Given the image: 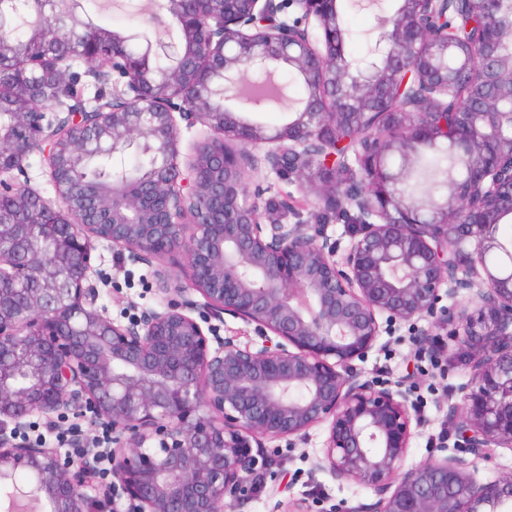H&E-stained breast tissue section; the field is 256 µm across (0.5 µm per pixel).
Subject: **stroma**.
I'll return each instance as SVG.
<instances>
[{"label":"stroma","mask_w":512,"mask_h":512,"mask_svg":"<svg viewBox=\"0 0 512 512\" xmlns=\"http://www.w3.org/2000/svg\"><path fill=\"white\" fill-rule=\"evenodd\" d=\"M81 4L88 13L106 20L112 31L136 33L151 41L178 35L177 23L170 15H163L161 23L150 22V13L143 8L141 0H118L113 6L105 4L104 0H81ZM392 8L391 0H383L381 5L370 8L346 4L344 14L349 36L345 54L348 59L358 61L367 55L377 34L378 17L389 15ZM94 265L105 316L124 322L161 303L153 267L132 261L126 252L106 242L98 244ZM448 331L447 321L432 318L392 328L383 334L363 368L370 378L379 382L403 381L412 369L423 371L411 390L428 425L413 440L407 465L418 464L432 455L456 456L468 463L476 478L484 482L512 471V451L500 450L495 463L489 464L472 454L449 432L446 395L460 393L470 379L453 358H446L436 366L421 361L419 341L424 333L441 334L446 338V349H453L454 341L448 338ZM323 440L324 434L317 428L312 430L308 441L298 447L269 449L266 464L256 469L262 478L260 490L250 491L245 500L236 505V512H281L280 503L293 498L307 499L309 512H320L319 503L323 500L334 505L335 512H345L346 507L360 501H372L370 490L338 482L329 472L316 470Z\"/></svg>","instance_id":"1"}]
</instances>
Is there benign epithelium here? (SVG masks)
Instances as JSON below:
<instances>
[{
    "mask_svg": "<svg viewBox=\"0 0 512 512\" xmlns=\"http://www.w3.org/2000/svg\"><path fill=\"white\" fill-rule=\"evenodd\" d=\"M362 63L344 54L338 0H166L176 42L101 30L86 49L94 103L77 88L70 23L36 31L18 57L0 23V112L27 138H0V498L45 512H231L261 449L325 426L319 469L371 490L351 512H512V476L477 481L457 457L404 466L424 422L399 383L356 362L385 328L436 312L442 295L470 386L453 429L485 461L512 450V17L498 0H395ZM480 49L470 68L466 51ZM171 66L159 69L160 57ZM291 72L279 127L240 117L253 77ZM211 135L181 156L177 119ZM462 150L466 175L437 198L406 186L428 145ZM264 146L263 158L253 149ZM42 155L56 201L19 181ZM142 176L101 183L95 216L74 204L75 154ZM293 184L265 222L259 161ZM356 224L341 259L324 214ZM50 245L34 251L29 218ZM158 265V308L104 316L95 243ZM187 273L190 287L179 283ZM230 316L259 335L221 336ZM92 414L112 452L73 435L77 454L18 438L28 419ZM111 457L110 467L102 466Z\"/></svg>",
    "mask_w": 512,
    "mask_h": 512,
    "instance_id": "obj_1",
    "label": "benign epithelium"
}]
</instances>
